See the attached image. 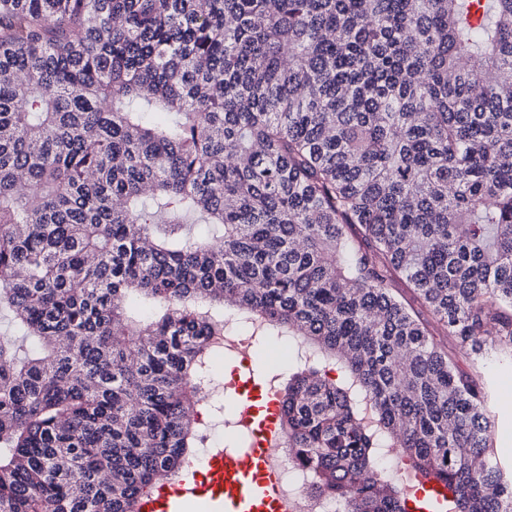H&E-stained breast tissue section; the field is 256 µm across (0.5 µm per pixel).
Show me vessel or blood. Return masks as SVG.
I'll return each instance as SVG.
<instances>
[{
  "mask_svg": "<svg viewBox=\"0 0 512 512\" xmlns=\"http://www.w3.org/2000/svg\"><path fill=\"white\" fill-rule=\"evenodd\" d=\"M261 388L256 377L238 381L243 405L238 421L254 443L234 452L209 454L191 464L177 482L161 483L143 499L139 512H295V497L284 487L277 456L281 438L276 429V400L266 407L255 404ZM408 512H448V487L430 476L419 479Z\"/></svg>",
  "mask_w": 512,
  "mask_h": 512,
  "instance_id": "obj_1",
  "label": "vessel or blood"
}]
</instances>
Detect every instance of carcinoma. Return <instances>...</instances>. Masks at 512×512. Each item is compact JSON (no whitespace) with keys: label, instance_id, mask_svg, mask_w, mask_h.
Segmentation results:
<instances>
[{"label":"carcinoma","instance_id":"carcinoma-1","mask_svg":"<svg viewBox=\"0 0 512 512\" xmlns=\"http://www.w3.org/2000/svg\"><path fill=\"white\" fill-rule=\"evenodd\" d=\"M405 279L428 318L398 299ZM0 512H137L234 325L342 512H512V0H0ZM448 352L455 356L458 366L466 371L477 370V366L490 382L491 405L496 413L495 446L501 464L512 468V362L494 363L482 368L473 355L457 349L448 336H435ZM419 488L414 493L415 500H408V512H448V499L452 492L448 486L438 482L432 476H420Z\"/></svg>","mask_w":512,"mask_h":512}]
</instances>
